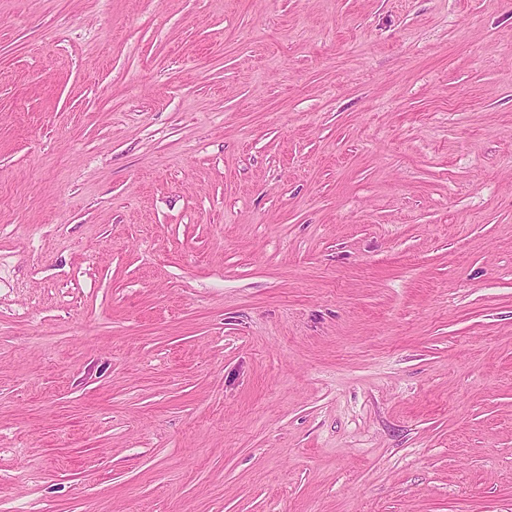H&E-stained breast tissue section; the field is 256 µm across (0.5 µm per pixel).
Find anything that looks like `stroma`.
I'll return each mask as SVG.
<instances>
[{"label":"stroma","instance_id":"stroma-1","mask_svg":"<svg viewBox=\"0 0 512 512\" xmlns=\"http://www.w3.org/2000/svg\"><path fill=\"white\" fill-rule=\"evenodd\" d=\"M0 512H512V0H0Z\"/></svg>","mask_w":512,"mask_h":512}]
</instances>
